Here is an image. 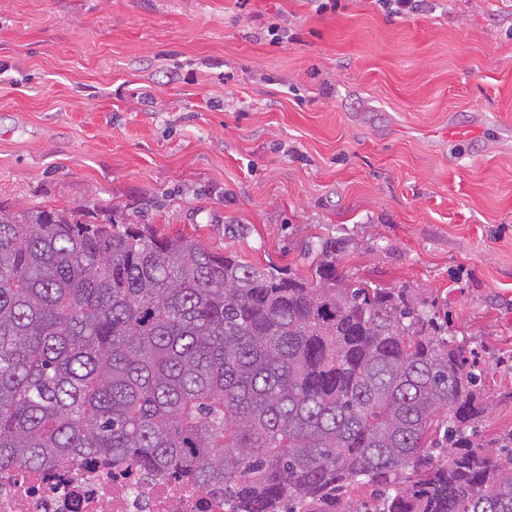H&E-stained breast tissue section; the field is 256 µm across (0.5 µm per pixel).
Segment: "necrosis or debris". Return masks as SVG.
<instances>
[{
  "mask_svg": "<svg viewBox=\"0 0 512 512\" xmlns=\"http://www.w3.org/2000/svg\"><path fill=\"white\" fill-rule=\"evenodd\" d=\"M0 512H224L223 494L130 462L0 471Z\"/></svg>",
  "mask_w": 512,
  "mask_h": 512,
  "instance_id": "4bbe7bcc",
  "label": "necrosis or debris"
}]
</instances>
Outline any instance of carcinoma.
Masks as SVG:
<instances>
[{"mask_svg": "<svg viewBox=\"0 0 512 512\" xmlns=\"http://www.w3.org/2000/svg\"><path fill=\"white\" fill-rule=\"evenodd\" d=\"M165 236L127 209L0 201V468L130 461L228 512H512V431L448 313ZM364 487L369 496L360 495Z\"/></svg>", "mask_w": 512, "mask_h": 512, "instance_id": "cac0c4a2", "label": "carcinoma"}]
</instances>
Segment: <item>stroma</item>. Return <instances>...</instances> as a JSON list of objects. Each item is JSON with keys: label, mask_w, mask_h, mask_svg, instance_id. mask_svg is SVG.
Instances as JSON below:
<instances>
[{"label": "stroma", "mask_w": 512, "mask_h": 512, "mask_svg": "<svg viewBox=\"0 0 512 512\" xmlns=\"http://www.w3.org/2000/svg\"><path fill=\"white\" fill-rule=\"evenodd\" d=\"M0 0V200L132 204L162 234L449 314L512 429V0ZM287 39L271 40V27Z\"/></svg>", "instance_id": "35a3bbf8"}]
</instances>
